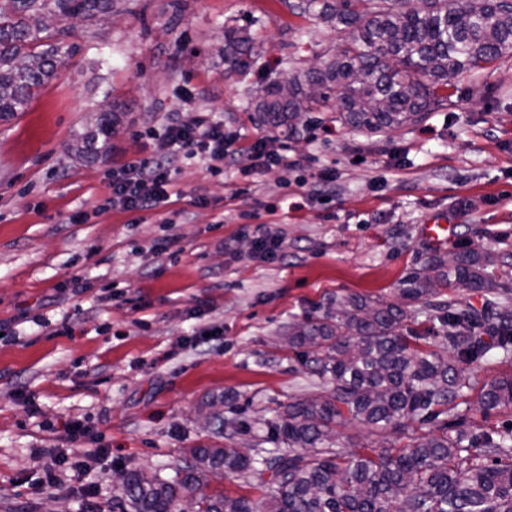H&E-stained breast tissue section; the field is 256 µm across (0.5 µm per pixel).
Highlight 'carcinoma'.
I'll return each instance as SVG.
<instances>
[{
	"label": "carcinoma",
	"instance_id": "1",
	"mask_svg": "<svg viewBox=\"0 0 512 512\" xmlns=\"http://www.w3.org/2000/svg\"><path fill=\"white\" fill-rule=\"evenodd\" d=\"M119 0H0V120L24 111L36 92L64 65L69 20L93 23L118 12ZM293 14L312 11L327 23L353 30L351 39L320 57L315 68L285 81L261 83L255 108L262 122L294 132L308 114L330 109L344 123L372 132L420 122L448 104V90L512 51V0H299ZM244 27L224 30V64L244 74L254 61ZM121 112L101 113L95 129L76 146L93 154L109 138ZM495 258L464 251L451 265L435 259L410 276L402 295L417 301L435 283L481 289L506 297L512 291L487 274ZM408 310L351 293L330 302L324 317L288 326V346L331 387L288 404L267 422L279 448L251 456L229 444L188 448L173 475L122 468L113 484L122 512H512V430L468 435L464 430L409 436L403 448L350 450L334 441L336 428L360 423L399 430L404 421L430 423L470 388L471 365L496 350L512 354V313L448 306L449 363L431 350L429 336L404 334ZM483 413L512 407V376L482 387ZM269 472L271 491L261 503L209 491L218 473Z\"/></svg>",
	"mask_w": 512,
	"mask_h": 512
}]
</instances>
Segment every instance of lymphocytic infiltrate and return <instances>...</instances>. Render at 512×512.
<instances>
[{
	"mask_svg": "<svg viewBox=\"0 0 512 512\" xmlns=\"http://www.w3.org/2000/svg\"><path fill=\"white\" fill-rule=\"evenodd\" d=\"M165 139V152L138 158L113 173V205L133 213L166 215L181 164L194 159L210 171L222 172L239 151L241 133L200 115L187 123H169Z\"/></svg>",
	"mask_w": 512,
	"mask_h": 512,
	"instance_id": "1",
	"label": "lymphocytic infiltrate"
}]
</instances>
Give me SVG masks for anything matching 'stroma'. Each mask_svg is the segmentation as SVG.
<instances>
[{
    "label": "stroma",
    "instance_id": "35a3bbf8",
    "mask_svg": "<svg viewBox=\"0 0 512 512\" xmlns=\"http://www.w3.org/2000/svg\"><path fill=\"white\" fill-rule=\"evenodd\" d=\"M249 28L260 54L226 74L224 29ZM351 37L288 0H121L120 12L76 27L77 50L25 111L0 121V512H93L118 467L166 469L197 445L252 448L264 421L316 390L285 338L330 299L359 293L401 303L405 279L435 258L492 252L512 286V53L465 78L448 107L371 134L315 113L297 133L264 127L253 89L288 77ZM122 123L92 161L72 146L99 111ZM303 158L298 170L255 172L240 152L224 173L197 161L176 178L172 225L112 207V172L164 151L172 117L199 113ZM336 184L313 192L320 169ZM201 193L206 205L192 206ZM74 210L84 224H68ZM243 211L283 222L286 258L256 257ZM450 225L438 243L425 225ZM87 283L72 293L73 281ZM481 292L440 286L412 303L405 333L437 331L448 307L482 309ZM512 375L490 355L470 374L467 401L403 434L338 428L346 448H397L410 437L512 427V408L476 409L477 393ZM88 433L70 442L65 421ZM87 457L82 477L42 483L55 457Z\"/></svg>",
    "mask_w": 512,
    "mask_h": 512
}]
</instances>
